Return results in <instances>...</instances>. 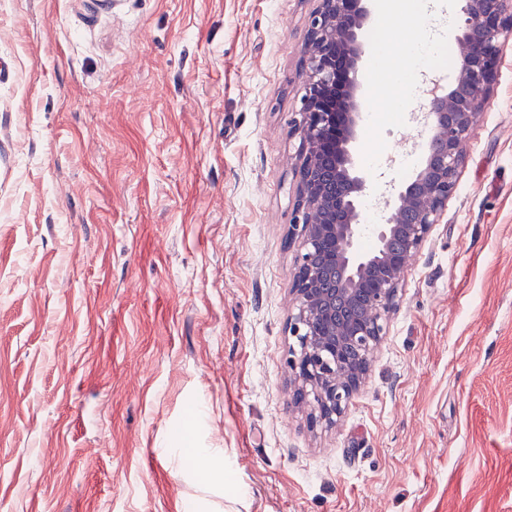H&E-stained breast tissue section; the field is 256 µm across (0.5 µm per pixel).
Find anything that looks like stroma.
<instances>
[{
  "label": "stroma",
  "instance_id": "1",
  "mask_svg": "<svg viewBox=\"0 0 512 512\" xmlns=\"http://www.w3.org/2000/svg\"><path fill=\"white\" fill-rule=\"evenodd\" d=\"M315 0H0V512H512V38L336 427L291 406ZM365 197L417 161L372 71ZM381 154L380 166L368 157Z\"/></svg>",
  "mask_w": 512,
  "mask_h": 512
}]
</instances>
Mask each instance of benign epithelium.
<instances>
[{
    "label": "benign epithelium",
    "instance_id": "7a95c632",
    "mask_svg": "<svg viewBox=\"0 0 512 512\" xmlns=\"http://www.w3.org/2000/svg\"><path fill=\"white\" fill-rule=\"evenodd\" d=\"M304 35L306 70L290 237L299 243L289 333L293 405L310 425L331 428L370 371L369 354L397 308L408 261L430 236L456 190L460 145L492 89L499 39L512 31L505 0H463L455 82L427 95L425 150L416 171L386 199L381 224L362 223L364 180L350 146L359 136L358 80L370 0H316ZM373 246L361 248L365 238Z\"/></svg>",
    "mask_w": 512,
    "mask_h": 512
}]
</instances>
